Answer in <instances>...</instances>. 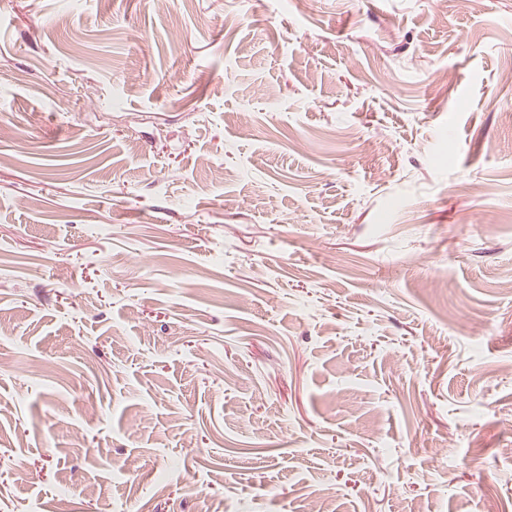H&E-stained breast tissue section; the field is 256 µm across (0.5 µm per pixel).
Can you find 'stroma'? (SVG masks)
<instances>
[{
    "mask_svg": "<svg viewBox=\"0 0 512 512\" xmlns=\"http://www.w3.org/2000/svg\"><path fill=\"white\" fill-rule=\"evenodd\" d=\"M512 0H0V512H512Z\"/></svg>",
    "mask_w": 512,
    "mask_h": 512,
    "instance_id": "35a3bbf8",
    "label": "stroma"
}]
</instances>
